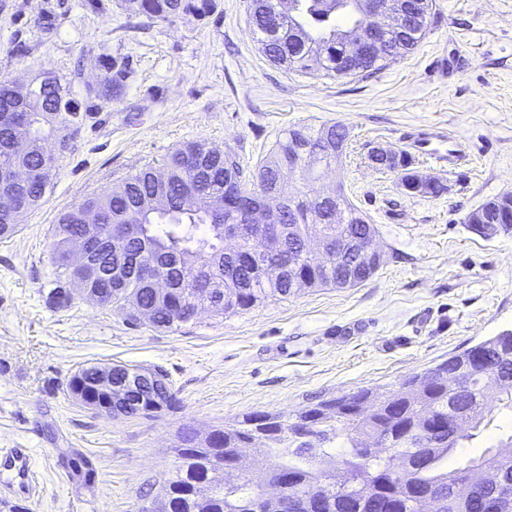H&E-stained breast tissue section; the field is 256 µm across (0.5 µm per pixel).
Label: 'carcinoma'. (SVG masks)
Segmentation results:
<instances>
[{
  "instance_id": "obj_1",
  "label": "carcinoma",
  "mask_w": 512,
  "mask_h": 512,
  "mask_svg": "<svg viewBox=\"0 0 512 512\" xmlns=\"http://www.w3.org/2000/svg\"><path fill=\"white\" fill-rule=\"evenodd\" d=\"M364 0H251L250 19L258 50L275 66L330 79L371 77L412 52L430 29L433 0H384L398 17L410 16L413 28L388 33L391 52L359 60L352 72L336 65V54L359 33ZM120 8L149 20L172 22L191 14L203 19L217 9V0H121ZM109 76L97 89L81 93L74 81L53 76L42 90H19L0 99V166L17 160L19 138L59 143L54 155L29 156V164L46 170L41 190L18 208L0 212V239L11 237L23 218L37 208L50 184L52 170L69 149L71 134L97 115L95 100L121 94L130 76L124 57L106 60ZM14 112L31 115L29 128L13 126ZM336 123L294 126L285 131L269 154L244 176L236 156L202 142L173 150L159 167L147 165L115 187L90 196L62 211L50 244L53 270L49 301L69 308L86 288L95 301L125 314L128 324L143 321L137 309L150 310L152 328L166 329L192 321L207 307L216 314L237 313L269 300H282L301 288H351L376 268L351 266L349 239L376 234L375 225L343 189L309 198L298 193L277 205L275 224L288 244L319 234L337 248L328 264L313 266L298 256L283 262L277 273L266 260L250 255V237L239 251L227 253L224 226L249 224L250 209L264 205L289 179L306 181L317 173L312 164L336 165ZM318 149L313 163L302 161L304 147ZM413 159L396 154L383 170L397 175L410 196L438 197L447 186L422 180ZM202 184L191 202L182 190ZM512 225V194L492 198L465 218L468 228L491 238L486 224ZM100 236L104 240L95 266L74 269L68 262L70 239ZM124 265L119 278L106 286V275ZM151 265L170 280L157 293L132 269ZM512 332L488 338L435 368L410 376L395 390L360 389L341 398L303 408L293 414L252 412L214 428L200 440L183 431L173 448L176 465L158 496L176 502V512H280L278 501L263 498L267 486L286 480L288 498L309 501L313 512H479L476 491L484 472L512 482V456L489 447L465 465L448 470V455L480 432L492 412H512ZM108 368L121 383L131 370L150 369L125 363H88L68 379V397L99 411L108 394L95 390L100 372ZM169 379H147L126 397L112 401V417L152 418L176 408ZM468 429L456 430L461 414ZM264 440L274 457L267 468L239 473L240 458ZM68 476L85 485L96 483L97 468L87 454L70 448Z\"/></svg>"
}]
</instances>
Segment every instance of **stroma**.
<instances>
[{
  "mask_svg": "<svg viewBox=\"0 0 512 512\" xmlns=\"http://www.w3.org/2000/svg\"><path fill=\"white\" fill-rule=\"evenodd\" d=\"M0 0V79L27 83L51 71L100 86L103 56L128 57L125 90L102 102V124L83 127L57 162L38 208L0 241V449L25 448L35 491L29 512H138L175 467L181 431L206 436L250 412L289 413L360 388L395 389L409 376L512 331V233L486 239L464 219L512 192V0H434L430 31L374 78L331 80L272 65L248 23L249 0H217L199 19L147 21L117 0ZM51 14L44 27L43 14ZM343 124L346 151L324 181L288 182L314 195L342 185L370 216L383 253L352 288H308L233 314L202 310L166 331L126 324L88 301L46 300L57 214L201 141L237 153L246 170L281 131ZM442 131L466 162L415 155L416 170L447 185L410 197L376 170L371 147L401 152L408 136ZM159 366L179 407L113 419L66 395L87 362ZM512 434V415L449 456L455 468ZM92 456L97 482L70 481L61 449Z\"/></svg>",
  "mask_w": 512,
  "mask_h": 512,
  "instance_id": "35a3bbf8",
  "label": "stroma"
}]
</instances>
